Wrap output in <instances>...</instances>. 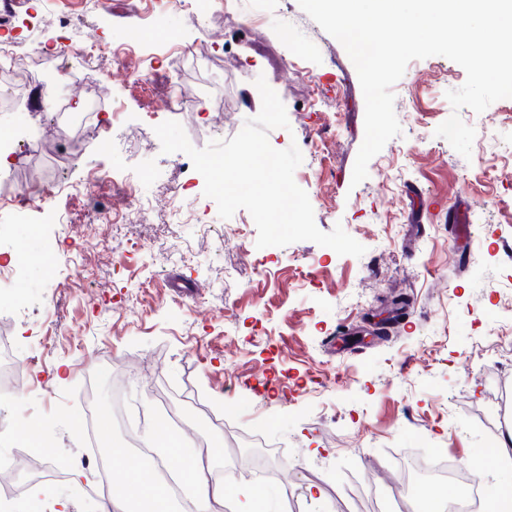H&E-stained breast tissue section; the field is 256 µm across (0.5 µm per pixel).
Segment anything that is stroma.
I'll list each match as a JSON object with an SVG mask.
<instances>
[{
    "mask_svg": "<svg viewBox=\"0 0 512 512\" xmlns=\"http://www.w3.org/2000/svg\"><path fill=\"white\" fill-rule=\"evenodd\" d=\"M257 20L238 30L240 14ZM111 46L136 42L126 66L111 56L75 58L43 85L20 58L17 89L29 105L0 109V138L54 141L49 100L114 101L99 137L81 140L71 191L54 213L4 215L0 264L21 310L0 306L19 372L0 418L42 427L41 454L65 462L51 480L71 512H104L108 499L88 447L72 427L85 413V376L104 360L143 358L126 381L127 409L152 407L146 429L170 414L201 427L203 460L220 470L244 441L280 453L278 477L243 480L267 512H408L392 465L447 454L464 465L512 425V99L483 113L453 111L445 93L466 73L443 56L411 61L394 85L402 133L351 178L364 139L365 101L344 47L298 0H238V11L197 24L168 0H18L13 24L28 40ZM161 15L183 44L205 49L195 66L154 54L148 19ZM157 81L153 95L137 78ZM265 76L289 129L272 147L297 144L294 179L319 229L335 225L365 246L341 256L311 241L257 248L248 211L227 220L203 194L191 160L162 153L154 127L182 124L196 148L215 119L232 138L261 108ZM180 90L190 112L163 101ZM476 130L470 157L434 134L451 114ZM116 179L84 190L89 171ZM133 176L151 212L127 220L123 178ZM108 206L112 221L84 217ZM67 223H56L55 213ZM80 466L74 477L72 466Z\"/></svg>",
    "mask_w": 512,
    "mask_h": 512,
    "instance_id": "1",
    "label": "stroma"
}]
</instances>
